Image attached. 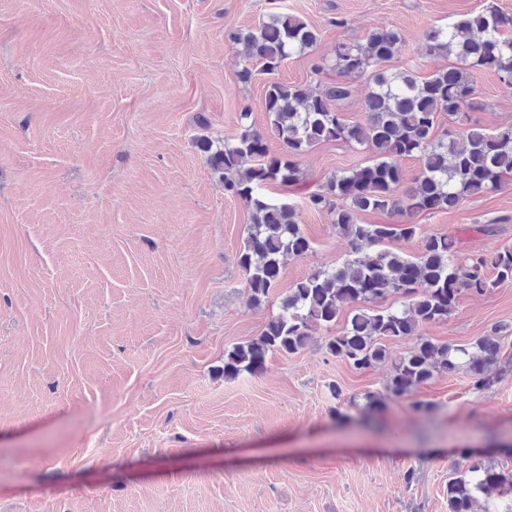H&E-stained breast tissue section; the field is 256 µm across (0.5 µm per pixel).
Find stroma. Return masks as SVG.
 Instances as JSON below:
<instances>
[{"mask_svg":"<svg viewBox=\"0 0 512 512\" xmlns=\"http://www.w3.org/2000/svg\"><path fill=\"white\" fill-rule=\"evenodd\" d=\"M487 0H0V512H448L461 449L512 439V365L477 391L442 373L393 397L384 362L356 370L319 328L227 380L225 351L260 336L281 298L350 245L306 195L366 152L330 141L301 156L303 179L266 193L297 205L312 252L291 259L250 306L237 257L251 215L224 192L197 136L230 140L249 111L270 154L264 78L237 80L228 31L286 12L317 47L276 74L316 85L339 41L391 26L390 70L427 74L425 31ZM486 108L512 125V91L474 72ZM500 224L495 236L479 225ZM429 234L464 252L512 245V185L431 213ZM512 325V282L461 294L420 335L466 345ZM419 335V336H420ZM355 398L350 421L338 400ZM382 395L376 427L365 394ZM436 403V424L417 402Z\"/></svg>","mask_w":512,"mask_h":512,"instance_id":"35a3bbf8","label":"stroma"}]
</instances>
